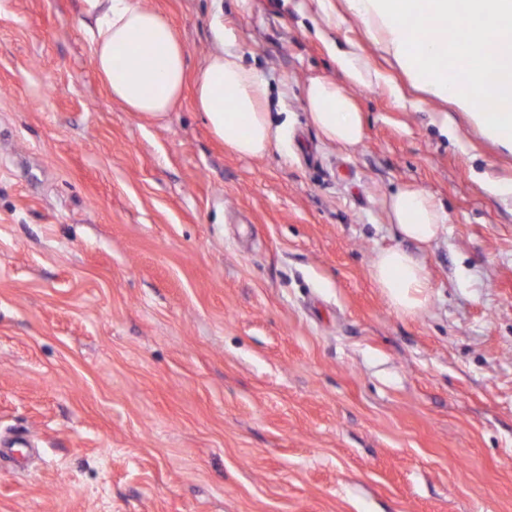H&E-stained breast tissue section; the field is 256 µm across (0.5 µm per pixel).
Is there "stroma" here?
<instances>
[{"label":"stroma","instance_id":"stroma-1","mask_svg":"<svg viewBox=\"0 0 512 512\" xmlns=\"http://www.w3.org/2000/svg\"><path fill=\"white\" fill-rule=\"evenodd\" d=\"M142 2L188 53L158 122L112 101L82 0H0V512H512V155L396 105L314 0ZM217 20L267 81L265 157L194 109ZM348 38L381 74L350 151L304 98ZM404 186L448 215L412 316L370 275Z\"/></svg>","mask_w":512,"mask_h":512}]
</instances>
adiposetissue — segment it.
Instances as JSON below:
<instances>
[{
  "mask_svg": "<svg viewBox=\"0 0 512 512\" xmlns=\"http://www.w3.org/2000/svg\"><path fill=\"white\" fill-rule=\"evenodd\" d=\"M366 34L396 62L412 87L452 103L479 134L512 153V111L496 108L512 76V0H344ZM95 24L90 56L112 100L145 119H160L178 103L187 52L171 22L141 0H83ZM196 81L194 107L232 152L261 158L278 147L281 128L265 107L263 75L245 67L224 27ZM308 119L330 144L352 148L364 136L353 97L316 78L305 88ZM400 247L377 252L371 277L399 313L414 315L431 297L430 275L418 251L436 240L448 220L429 193L402 187L386 201Z\"/></svg>",
  "mask_w": 512,
  "mask_h": 512,
  "instance_id": "adipose-tissue-1",
  "label": "adipose tissue"
}]
</instances>
